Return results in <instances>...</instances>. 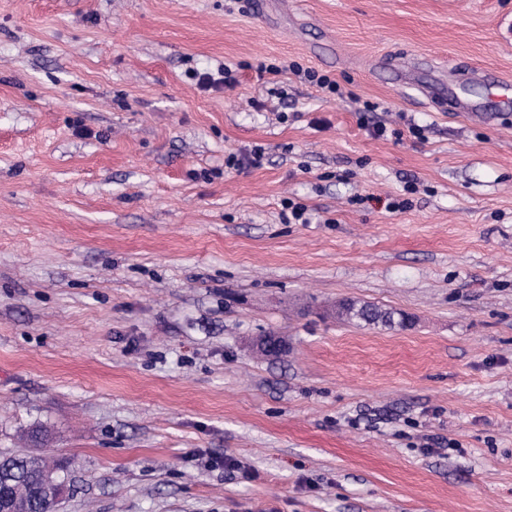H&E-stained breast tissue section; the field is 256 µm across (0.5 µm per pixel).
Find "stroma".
Masks as SVG:
<instances>
[{"label": "stroma", "mask_w": 512, "mask_h": 512, "mask_svg": "<svg viewBox=\"0 0 512 512\" xmlns=\"http://www.w3.org/2000/svg\"><path fill=\"white\" fill-rule=\"evenodd\" d=\"M405 58L484 97L512 0H0V453L47 427L55 512H512V112ZM289 69L297 74H303L305 80L310 84L319 88L322 92L327 94L329 97L344 96V92L341 85L335 78H331L329 74L320 73L319 71L312 68H303L297 63H291ZM194 77L197 85L204 91L232 90L239 84L238 70L225 66L217 73L198 72ZM487 95L482 102L467 98L463 88L448 89L443 85L428 87L422 90L428 98L442 111L469 112L473 116L483 115L480 112H509L512 108V84L497 74L487 79ZM337 313L355 319L368 326L381 325L389 329H407L413 325L412 318L402 312L382 310L374 304H358L352 299H342L336 305ZM397 314V317H395Z\"/></svg>", "instance_id": "35a3bbf8"}]
</instances>
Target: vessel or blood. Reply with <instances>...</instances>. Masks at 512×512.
Wrapping results in <instances>:
<instances>
[{
    "label": "vessel or blood",
    "mask_w": 512,
    "mask_h": 512,
    "mask_svg": "<svg viewBox=\"0 0 512 512\" xmlns=\"http://www.w3.org/2000/svg\"><path fill=\"white\" fill-rule=\"evenodd\" d=\"M423 94L439 109L448 112H469L476 116L483 112L512 110V83L495 74L488 77L487 94L480 102L468 99L463 89L442 85L425 88Z\"/></svg>",
    "instance_id": "vessel-or-blood-1"
}]
</instances>
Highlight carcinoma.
<instances>
[{"label":"carcinoma","instance_id":"obj_1","mask_svg":"<svg viewBox=\"0 0 512 512\" xmlns=\"http://www.w3.org/2000/svg\"><path fill=\"white\" fill-rule=\"evenodd\" d=\"M337 313L368 326L381 325L389 329H407L412 318L399 312L383 310L374 304H359L352 299H342L336 305ZM47 430L35 425L24 433L23 440L29 447L46 441ZM47 472L55 474L61 487L70 486V473L60 463L50 461L40 454L27 452L0 453V491L6 494L4 508L11 512H54L55 500L41 493Z\"/></svg>","mask_w":512,"mask_h":512}]
</instances>
